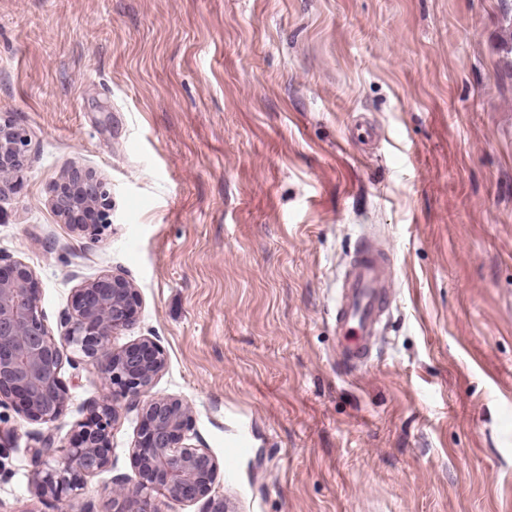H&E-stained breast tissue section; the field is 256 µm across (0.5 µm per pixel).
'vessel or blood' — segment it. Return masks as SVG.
<instances>
[{
  "label": "vessel or blood",
  "instance_id": "obj_1",
  "mask_svg": "<svg viewBox=\"0 0 512 512\" xmlns=\"http://www.w3.org/2000/svg\"><path fill=\"white\" fill-rule=\"evenodd\" d=\"M385 254L366 244L354 251L336 299V357L345 373L367 367L392 295Z\"/></svg>",
  "mask_w": 512,
  "mask_h": 512
}]
</instances>
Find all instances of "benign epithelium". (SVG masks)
Segmentation results:
<instances>
[{
  "label": "benign epithelium",
  "instance_id": "1",
  "mask_svg": "<svg viewBox=\"0 0 512 512\" xmlns=\"http://www.w3.org/2000/svg\"><path fill=\"white\" fill-rule=\"evenodd\" d=\"M29 147L24 129L0 123V185L24 167ZM51 206L64 223L94 241L100 224H86L80 216L87 209L110 210L111 187L72 163L51 188ZM140 308L138 290L122 274H104L76 290L66 333L57 340L39 307L33 271L0 257V405L8 399L33 421H56L68 399L60 371L71 359L70 349L96 366L106 393L69 445L57 446L46 436L31 449L38 493L57 500L76 496L83 478L110 464L111 430L123 403L137 410L140 420L133 448L136 472L112 480V512H162L164 499L202 500L207 512H224V500L212 496L217 460L187 443L190 407L176 397L143 399L165 368L163 349L150 338L119 350L110 347L112 336L135 324Z\"/></svg>",
  "mask_w": 512,
  "mask_h": 512
}]
</instances>
